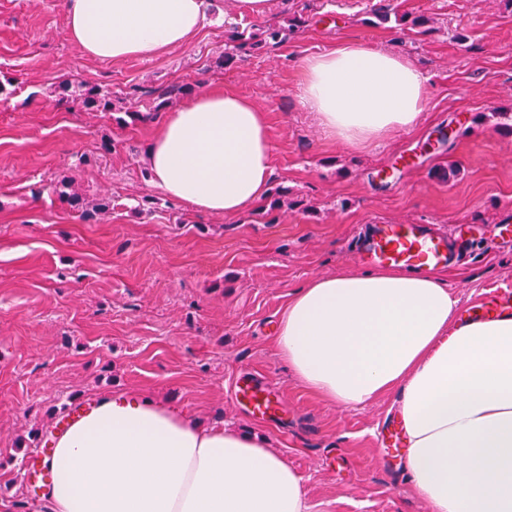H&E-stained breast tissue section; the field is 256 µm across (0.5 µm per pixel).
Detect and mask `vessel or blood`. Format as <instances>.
Masks as SVG:
<instances>
[{
  "mask_svg": "<svg viewBox=\"0 0 512 512\" xmlns=\"http://www.w3.org/2000/svg\"><path fill=\"white\" fill-rule=\"evenodd\" d=\"M366 261L381 267L412 269L422 273L449 266L456 253L447 237L435 235L420 224H384L370 237L364 247ZM235 403L250 415L265 418L278 405L277 395L270 391H256L246 385L236 386ZM50 454L43 448L25 461L24 482L35 494L45 495L54 475L44 460Z\"/></svg>",
  "mask_w": 512,
  "mask_h": 512,
  "instance_id": "b4317fda",
  "label": "vessel or blood"
}]
</instances>
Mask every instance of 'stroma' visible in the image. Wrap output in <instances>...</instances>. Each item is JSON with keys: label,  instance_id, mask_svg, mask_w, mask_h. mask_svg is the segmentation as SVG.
I'll return each mask as SVG.
<instances>
[{"label": "stroma", "instance_id": "35a3bbf8", "mask_svg": "<svg viewBox=\"0 0 512 512\" xmlns=\"http://www.w3.org/2000/svg\"><path fill=\"white\" fill-rule=\"evenodd\" d=\"M269 0L267 19L302 16L288 41L220 66L230 25L252 26L215 0L187 44L149 60L99 62L68 39L64 0H0V512H50L22 463L52 442L65 407L107 391L145 393L198 417L266 436L305 479L313 512H427L404 457L378 442L393 398L347 410L304 390L280 361L275 328L296 288L362 268L369 224H429L471 240L448 283L463 306L512 289V0ZM424 17L429 32L412 21ZM356 39L404 53L429 78L418 126L354 150L325 137L299 98V61ZM79 79L122 97L132 87L195 85L245 94L268 116L275 210L200 215L147 171L164 113L88 112L61 98ZM111 141L103 151L102 141ZM73 180L109 198L93 222L59 199ZM151 208L139 211L143 198ZM246 375L283 400L276 420L230 395Z\"/></svg>", "mask_w": 512, "mask_h": 512}]
</instances>
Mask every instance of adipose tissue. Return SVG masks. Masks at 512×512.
<instances>
[{"mask_svg": "<svg viewBox=\"0 0 512 512\" xmlns=\"http://www.w3.org/2000/svg\"><path fill=\"white\" fill-rule=\"evenodd\" d=\"M89 59H150L189 42L207 0H65ZM300 94L330 139L361 148L413 128L427 78L403 53L345 41L303 57ZM146 163L170 199L235 217L273 178L264 110L224 90L171 112ZM448 274L318 276L295 290L275 347L303 388L345 409L394 397L406 466L429 512H512V312L461 320ZM50 512H311L303 476L266 438L206 426L146 394H105L55 439Z\"/></svg>", "mask_w": 512, "mask_h": 512, "instance_id": "1", "label": "adipose tissue"}]
</instances>
